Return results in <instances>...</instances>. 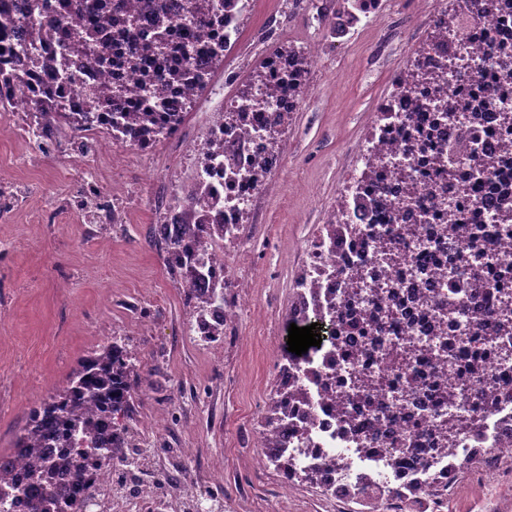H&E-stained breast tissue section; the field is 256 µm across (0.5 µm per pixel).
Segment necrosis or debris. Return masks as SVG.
<instances>
[{
	"label": "necrosis or debris",
	"mask_w": 512,
	"mask_h": 512,
	"mask_svg": "<svg viewBox=\"0 0 512 512\" xmlns=\"http://www.w3.org/2000/svg\"><path fill=\"white\" fill-rule=\"evenodd\" d=\"M171 15L173 27L159 29L156 18ZM244 12L241 5L211 0L206 15L190 11L187 0H153L145 12L141 0H84L81 13H73L68 0H0V19H9L0 31V102L11 103L10 129L25 136L37 148L38 157L57 150V140L47 132L35 100L51 99L67 115L77 139L71 147L78 164L81 188L74 200L76 210L89 224H122L131 206L119 192H104L95 174L112 159V135L124 126V109L94 105L92 98L108 87L120 92L131 85L126 63L129 50L140 43L162 42L161 53L139 56L140 71L156 74L171 68L182 77L176 84L150 85L141 97L155 111L153 124L133 127L122 141L141 153H151L156 142L182 144L187 133L171 122L173 113L185 112L196 101L199 80L207 76L217 51L233 54L238 46ZM55 26L45 43L28 38L31 29L46 21ZM96 27L105 48V63L93 64L71 53L77 31ZM465 51L483 62L487 71L500 72L512 65V7L485 14L470 26ZM471 75L464 70L449 74L444 99L419 103L415 96L397 91L376 106L378 118L361 150L379 153L386 164L381 179L354 173L340 189L342 222L357 225L360 234L335 243L324 239L321 247L308 248L298 270L296 310L291 320L301 321L314 309L336 307L344 323L373 322L378 305L392 312L386 324L368 336L347 339V358L328 362L325 353L281 356L278 383L281 389L297 386L302 400L288 402L284 432L288 454L302 467H319L323 480L345 494L379 490L380 512H404L403 499L416 487L441 481L453 488L461 477L474 482L495 474L504 457H512V444L497 443V436L512 432V333L499 330L502 319L500 292L488 283L504 269L499 245L512 237L511 224H498L493 201L512 200V160L483 170L468 164L460 169L472 190L477 220L486 241L474 254L469 238L439 236L435 211L439 200L455 196L456 184L436 174L429 159L441 144L458 131L456 117L447 113L449 100L465 110L463 122L476 135L473 147L485 155L496 150L504 131L502 122H489L494 109L486 96L464 94ZM297 101L281 94L272 105L252 107L248 100L231 99L208 106L202 117L209 131L205 147L188 155V180L174 181L171 203L157 218L161 224L185 221L181 200L187 183L202 186L208 203L204 214L224 227L223 234L205 235L201 252L207 277L197 281L210 294L237 285L227 252L242 248L239 226L243 212L264 192L265 186L250 176L257 165L268 173L279 171L283 155L271 152L270 139L279 134ZM236 122L226 127L225 113ZM416 176L414 191L401 183L399 170ZM401 237L412 263H395L382 256L381 248ZM477 268V288L464 298V317L436 319L422 301L423 295L441 296L448 291L449 274ZM360 270L368 290L364 299L344 301L343 273ZM480 319L485 334L472 335L468 323ZM410 346L400 369L385 358L391 350ZM495 392L494 411L483 412L479 390ZM346 395L345 412H338L334 398ZM478 417L484 435L475 440L467 433L457 436L451 451L440 449L432 428L448 416ZM482 458V469L463 472L459 458ZM89 482L102 488L98 512H159L165 499L155 483L144 482L138 493L125 501L112 500L105 489L111 472L94 467Z\"/></svg>",
	"instance_id": "necrosis-or-debris-1"
}]
</instances>
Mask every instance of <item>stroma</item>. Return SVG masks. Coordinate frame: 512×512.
Returning <instances> with one entry per match:
<instances>
[{
	"mask_svg": "<svg viewBox=\"0 0 512 512\" xmlns=\"http://www.w3.org/2000/svg\"><path fill=\"white\" fill-rule=\"evenodd\" d=\"M238 55L213 86L232 97L278 47L318 44L320 63L306 81L281 141L282 169L244 218L238 273L251 302L238 310L221 343L197 336V313L171 280L147 235L165 197L164 176L183 149L141 155L112 148L102 189L133 201L123 224H88L72 207L74 159L34 160V147L0 130V180L23 200L0 217V455L11 453L30 408L66 386L81 359L124 340L136 366L137 420L147 426L144 475L169 468L171 449L189 448L185 472L198 492L223 487L224 512H362L321 487L294 485L281 495L261 471L262 449L246 434L274 388L282 319L304 249L332 220L338 192L360 166L358 148L375 122V104L425 44L433 18L452 0H387L378 16L325 39L311 0H249ZM444 512H512V482L460 484Z\"/></svg>",
	"mask_w": 512,
	"mask_h": 512,
	"instance_id": "1",
	"label": "stroma"
}]
</instances>
